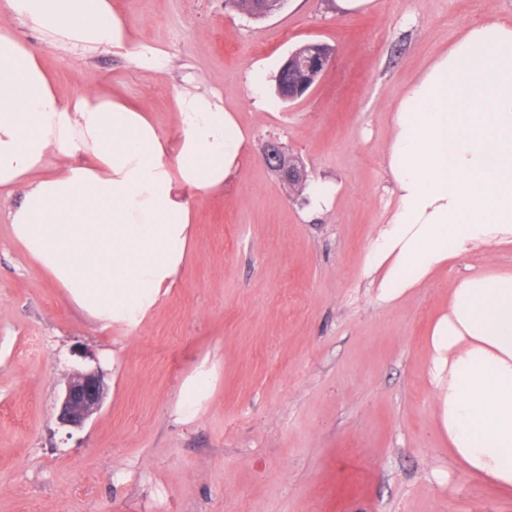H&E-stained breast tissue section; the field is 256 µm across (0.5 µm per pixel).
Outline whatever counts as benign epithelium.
<instances>
[{
    "label": "benign epithelium",
    "instance_id": "benign-epithelium-1",
    "mask_svg": "<svg viewBox=\"0 0 512 512\" xmlns=\"http://www.w3.org/2000/svg\"><path fill=\"white\" fill-rule=\"evenodd\" d=\"M263 159L266 165L278 172L290 185L303 184L307 175L304 169L282 157L279 148L267 144ZM107 387L97 371L74 372L66 381L60 397L58 419L64 426L80 427L102 407Z\"/></svg>",
    "mask_w": 512,
    "mask_h": 512
}]
</instances>
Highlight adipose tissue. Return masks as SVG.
Masks as SVG:
<instances>
[{
    "mask_svg": "<svg viewBox=\"0 0 512 512\" xmlns=\"http://www.w3.org/2000/svg\"><path fill=\"white\" fill-rule=\"evenodd\" d=\"M21 20L47 44L126 49L157 73L168 54L136 41L112 0H0V200L13 239L99 323L135 329L173 288L198 200L222 191L247 137L221 96L174 87V131L95 91L56 88ZM387 151L396 202L370 251L396 301L454 259L512 247V22L460 36L405 89ZM437 427L473 476L512 493V273L454 288L429 338Z\"/></svg>",
    "mask_w": 512,
    "mask_h": 512,
    "instance_id": "adipose-tissue-1",
    "label": "adipose tissue"
}]
</instances>
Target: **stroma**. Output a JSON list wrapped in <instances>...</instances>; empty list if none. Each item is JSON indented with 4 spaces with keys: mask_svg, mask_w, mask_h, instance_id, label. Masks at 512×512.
<instances>
[{
    "mask_svg": "<svg viewBox=\"0 0 512 512\" xmlns=\"http://www.w3.org/2000/svg\"><path fill=\"white\" fill-rule=\"evenodd\" d=\"M165 72L124 50L43 47L61 91L148 108L172 129L173 86L201 82L248 146L222 193L198 204L182 281L138 328L91 322L14 241L0 205V512H512L437 433L428 336L458 281L512 272V249L455 260L399 301L369 253L395 204L387 168L406 86L462 30L512 19V0H286L262 21L224 0H114ZM307 42L331 63L301 99L253 106L252 64L276 73ZM276 141L330 209L263 161ZM101 372L102 408L61 425L73 370ZM210 390L183 417L186 381ZM336 193V186L332 183H318L308 189V201L311 210H322L328 207Z\"/></svg>",
    "mask_w": 512,
    "mask_h": 512,
    "instance_id": "35a3bbf8",
    "label": "stroma"
}]
</instances>
